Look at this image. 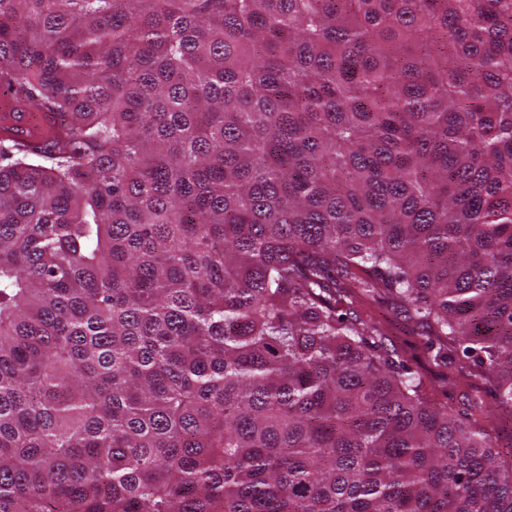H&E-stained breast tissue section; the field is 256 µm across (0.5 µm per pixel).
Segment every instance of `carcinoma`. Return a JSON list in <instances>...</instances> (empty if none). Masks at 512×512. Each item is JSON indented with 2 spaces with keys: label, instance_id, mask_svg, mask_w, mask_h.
<instances>
[{
  "label": "carcinoma",
  "instance_id": "carcinoma-1",
  "mask_svg": "<svg viewBox=\"0 0 512 512\" xmlns=\"http://www.w3.org/2000/svg\"><path fill=\"white\" fill-rule=\"evenodd\" d=\"M0 512H512V0H0ZM5 113L2 114L1 127L15 128L18 138L23 141H29L32 144L43 140L42 133H35L31 130L35 126H44L49 131L52 114L50 112H8L9 107L2 104ZM367 311L373 315H375L376 317L378 318H382V316L386 317L388 319V327H389V331H390V334L393 336L395 342L399 345V346H403L407 352H408V355H410L412 353V350L410 349L409 346H406L403 342L404 341H408L410 343L414 342L415 338L411 335H405V333L401 330L402 327L401 326H396L397 323H400L399 320L397 319L396 315L393 314L392 312H388L384 309H380L379 307L377 306H373L371 308H367ZM400 327V328H399ZM435 352L426 354V357L421 354L418 360L411 361L414 367L419 369H426L431 380L435 384L438 401L448 403V409H452L454 413L467 409L468 404L483 400L486 404H495V397L489 391L488 386L484 385L482 381L475 383L473 388H465L462 386H454L449 383L448 377L449 368L441 361L433 360ZM446 394V396H444ZM489 431L493 444L502 451L498 460L499 464L504 469L510 468V446L512 448V421L510 416L501 410L494 411V415L490 418Z\"/></svg>",
  "mask_w": 512,
  "mask_h": 512
}]
</instances>
